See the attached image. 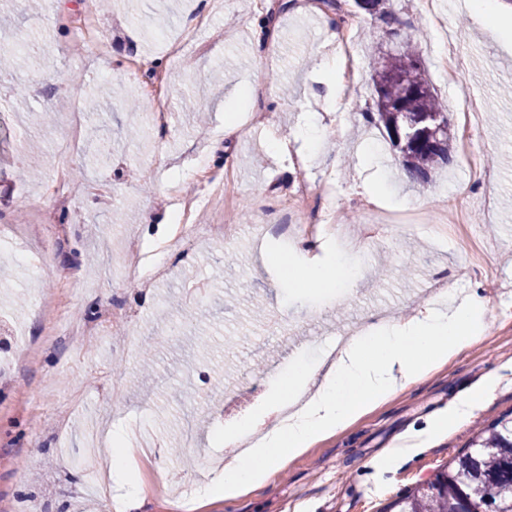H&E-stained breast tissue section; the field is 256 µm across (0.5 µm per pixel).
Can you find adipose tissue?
<instances>
[{"mask_svg": "<svg viewBox=\"0 0 512 512\" xmlns=\"http://www.w3.org/2000/svg\"><path fill=\"white\" fill-rule=\"evenodd\" d=\"M301 256V281L334 287L338 278L355 281L357 272L346 266L333 243L323 242L316 255ZM487 302L471 296L460 304L431 303L417 314L390 321L372 333L350 337L327 372L318 366L296 363L289 374L273 380V397L235 425L226 427L224 439H252L247 456L230 459L211 486L201 490L200 501L213 497L233 500L248 490L267 484L288 458L302 453L313 441L332 434L360 416L368 406L380 403L420 381L478 339L486 327ZM494 376H487L465 399L437 415L425 432L407 436L402 447L391 448L370 463L378 471L397 467L417 452L427 437L443 433L464 420L475 402L491 393ZM297 405L287 419H275L282 399Z\"/></svg>", "mask_w": 512, "mask_h": 512, "instance_id": "1", "label": "adipose tissue"}]
</instances>
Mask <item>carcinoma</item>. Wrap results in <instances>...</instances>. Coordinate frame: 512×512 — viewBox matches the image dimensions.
I'll return each mask as SVG.
<instances>
[{
  "mask_svg": "<svg viewBox=\"0 0 512 512\" xmlns=\"http://www.w3.org/2000/svg\"><path fill=\"white\" fill-rule=\"evenodd\" d=\"M375 111L368 121L384 128L389 140L413 126L422 135L394 144L406 170L426 182L449 164L454 147L448 113L425 76L409 42L393 53H377ZM481 488L479 499L471 490ZM384 512H512V418L504 415L480 428L433 479L398 497Z\"/></svg>",
  "mask_w": 512,
  "mask_h": 512,
  "instance_id": "carcinoma-1",
  "label": "carcinoma"
}]
</instances>
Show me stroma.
<instances>
[{
    "label": "stroma",
    "mask_w": 512,
    "mask_h": 512,
    "mask_svg": "<svg viewBox=\"0 0 512 512\" xmlns=\"http://www.w3.org/2000/svg\"><path fill=\"white\" fill-rule=\"evenodd\" d=\"M272 2L269 15L260 0H112L90 20L85 0H43L35 19L24 0H0V34L39 49L22 72L0 75V226L13 231L0 239V321L22 328L28 346L0 378V505L103 512L88 483L109 457L87 436L114 429L166 449L193 427L198 450L166 459L168 484L191 497L200 452L228 455L216 434L269 398L273 376L298 360L317 363L320 346L351 327L406 319L440 288L487 299L482 338L313 442L264 489L196 512H382L446 467L481 425L512 412V96L503 92L512 87V6L495 36L469 0H441L432 15L420 0H383L378 12L353 16L352 70L327 73L316 59L338 49L335 8ZM407 38L451 124L467 97L484 101L471 143L496 193L488 206L471 200L461 226L466 160L420 182L365 117L375 51ZM451 41L469 61L450 84L435 56ZM336 83L346 88L337 101ZM251 84L260 93L243 98ZM108 87L115 96L88 111ZM125 89L162 106L166 122L151 108L130 111ZM234 114L244 126L226 132ZM308 121L328 132L309 169L271 155L268 129L290 138ZM34 146L37 177L24 162ZM202 165L233 173L236 203L199 208L193 245L173 242V200L198 192ZM304 174L335 188L360 270L353 288L300 286L287 254H268L273 236L255 229L286 214ZM148 212L158 223H144ZM444 215L448 238L439 242L426 227ZM378 222L379 233L364 234ZM140 245L160 248L166 268L150 288L129 279ZM490 375L495 390L465 423L394 470L369 468Z\"/></svg>",
    "instance_id": "1"
}]
</instances>
